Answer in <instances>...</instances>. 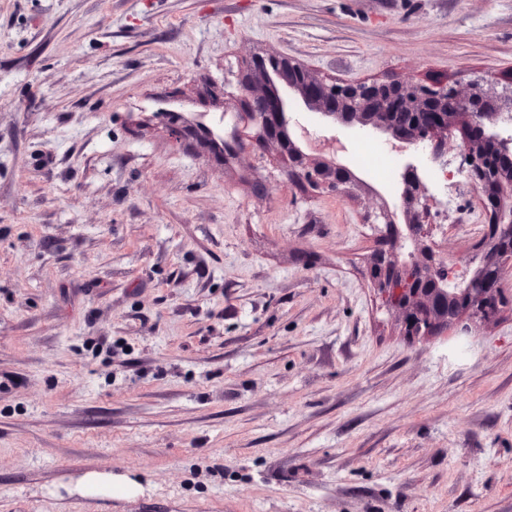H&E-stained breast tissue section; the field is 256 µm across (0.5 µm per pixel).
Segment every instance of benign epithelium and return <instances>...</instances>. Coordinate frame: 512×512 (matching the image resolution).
<instances>
[{
  "label": "benign epithelium",
  "mask_w": 512,
  "mask_h": 512,
  "mask_svg": "<svg viewBox=\"0 0 512 512\" xmlns=\"http://www.w3.org/2000/svg\"><path fill=\"white\" fill-rule=\"evenodd\" d=\"M240 92L249 105L239 119L252 128V138L278 144L287 178L314 189L346 192L352 176L346 165L311 155L324 149L345 153L347 144L324 134L303 110L337 118L354 133L367 127L389 133L387 144L405 158L402 201L409 218L399 226L387 208L366 217L369 224L385 226L389 242V248L373 252L370 276L380 297L402 314L407 335L432 336L463 312L484 319L498 314L505 274L498 260L512 255V168L495 156H512V87L485 78L472 81L462 96L444 81L326 82L287 59L260 58ZM462 124L482 132L483 141L457 138L455 128ZM450 144L460 156L458 171L481 196L487 230L476 249L496 271L492 277L478 276L471 258L450 255L435 240L437 225L430 217L438 202L421 181L418 162L426 158L448 170Z\"/></svg>",
  "instance_id": "obj_1"
}]
</instances>
